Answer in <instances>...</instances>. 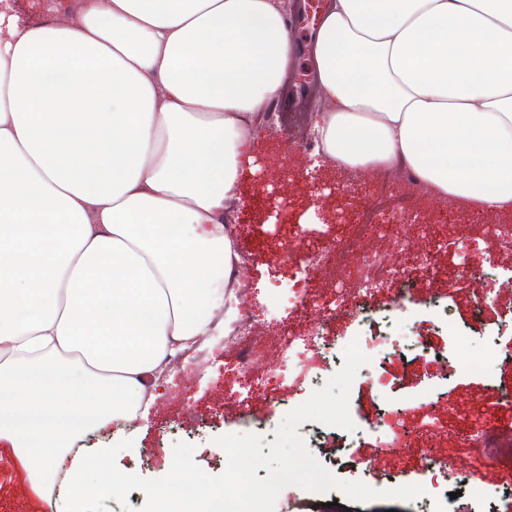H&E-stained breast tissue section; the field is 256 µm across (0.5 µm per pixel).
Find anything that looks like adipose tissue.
<instances>
[{"mask_svg":"<svg viewBox=\"0 0 512 512\" xmlns=\"http://www.w3.org/2000/svg\"><path fill=\"white\" fill-rule=\"evenodd\" d=\"M292 50L279 0L0 7V441L33 490L222 305L224 206ZM310 62L340 163L512 208V0H331Z\"/></svg>","mask_w":512,"mask_h":512,"instance_id":"1","label":"adipose tissue"}]
</instances>
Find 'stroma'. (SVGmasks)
Instances as JSON below:
<instances>
[{"instance_id": "1", "label": "stroma", "mask_w": 512, "mask_h": 512, "mask_svg": "<svg viewBox=\"0 0 512 512\" xmlns=\"http://www.w3.org/2000/svg\"><path fill=\"white\" fill-rule=\"evenodd\" d=\"M251 153L255 169L241 178L236 189L241 206L232 219L235 243L249 258L246 274L254 290L248 308L270 335H277L285 322L301 331L305 322L274 309L289 271L273 257L284 252L299 257L337 243L348 230L342 214L367 203L376 173L318 165L303 149L289 145L274 124L255 133ZM435 202L434 211L404 230V237L429 249L432 260L416 272L412 303L404 311L387 313L386 319L397 334L423 336L434 351L447 349L450 327L467 332L470 340L458 349L443 380L433 378L434 367L425 358L405 365L387 350L373 357L371 367L397 373L399 386L383 395L364 379H355L349 402L354 427L348 432L336 428L325 436L326 445L339 443L343 449L336 460L324 458L320 464L341 480L382 491L428 483L453 488L454 474L427 471L424 455L429 452L459 464L471 484L496 494L490 503L458 497L456 512H512V474L497 468L474 444L475 435L486 428L512 434V369L501 366L503 355L512 354V289L494 292L480 311L469 279L458 271L464 262L491 278L512 276V250L502 248L487 231L491 224L512 225V210L487 211L484 223L474 224L469 207L440 196ZM428 222L436 224V231H423ZM446 288L451 291L447 297L442 294ZM436 302L448 304L447 323L436 321ZM354 329L350 319L337 322L325 348L310 356L295 380L279 385L275 396L263 387L252 388L247 417L224 407L225 391L238 390L243 382L242 366L235 354L218 345L208 369L187 365L168 373L147 417L132 425L115 421L102 429H86L77 445L93 450L132 440V448L118 454V468L159 478L171 467L174 444L185 442L193 445L194 461L205 473L220 475L226 469L225 451L217 437L252 433L264 443L273 442L285 414L309 398L315 374L334 368L337 344ZM186 409L196 417L190 431L178 426ZM428 413L434 428L416 430ZM381 434L390 447H379ZM23 480L18 461L0 445V512H48L39 495L22 493Z\"/></svg>"}]
</instances>
